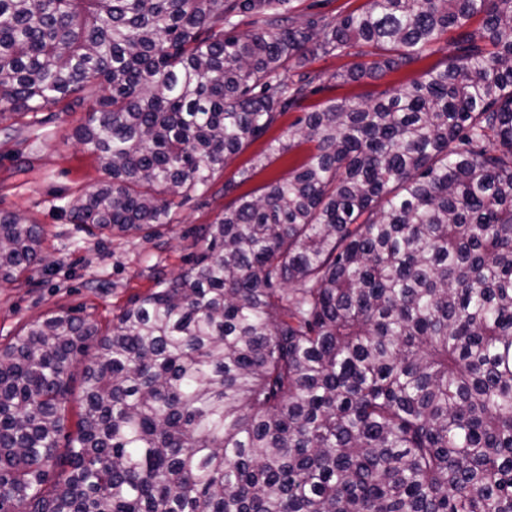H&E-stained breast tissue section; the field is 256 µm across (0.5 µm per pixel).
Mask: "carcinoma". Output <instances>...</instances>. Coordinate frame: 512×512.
I'll list each match as a JSON object with an SVG mask.
<instances>
[{
  "label": "carcinoma",
  "instance_id": "1",
  "mask_svg": "<svg viewBox=\"0 0 512 512\" xmlns=\"http://www.w3.org/2000/svg\"><path fill=\"white\" fill-rule=\"evenodd\" d=\"M0 0V112L85 113L108 177L74 224L147 236L294 123L308 159L198 229L104 333L54 313L0 348V512H512V0ZM253 29L236 32L242 18ZM0 212V279L42 261ZM81 371L65 448L70 366ZM367 0H299L294 2L299 14L338 17L361 8Z\"/></svg>",
  "mask_w": 512,
  "mask_h": 512
}]
</instances>
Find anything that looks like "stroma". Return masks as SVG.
Segmentation results:
<instances>
[{
    "instance_id": "obj_1",
    "label": "stroma",
    "mask_w": 512,
    "mask_h": 512,
    "mask_svg": "<svg viewBox=\"0 0 512 512\" xmlns=\"http://www.w3.org/2000/svg\"><path fill=\"white\" fill-rule=\"evenodd\" d=\"M358 61L357 56L317 58L309 69L323 75L321 92L287 112L270 136L287 139L291 125L302 112L315 109L330 98L373 97L409 83L415 70L392 73L380 80L341 82L339 75ZM83 112H41L37 116L0 115V211H17L40 224L45 263L25 277L7 283L0 280V346L31 322L59 311H79L81 316L107 328L136 295L154 288V272L175 274L190 264L197 250L196 231L217 220L231 197L216 191L191 195L176 212L172 224L153 236L102 237L73 224L69 205L105 173L97 154L72 139ZM259 139L236 155L224 170L225 178L240 169L253 175L241 185L244 193L260 191L272 179L287 176L310 153L301 144L289 154L272 157L266 167H254L264 152Z\"/></svg>"
}]
</instances>
